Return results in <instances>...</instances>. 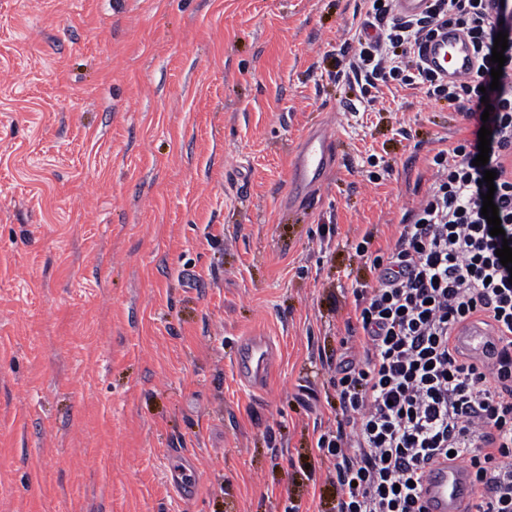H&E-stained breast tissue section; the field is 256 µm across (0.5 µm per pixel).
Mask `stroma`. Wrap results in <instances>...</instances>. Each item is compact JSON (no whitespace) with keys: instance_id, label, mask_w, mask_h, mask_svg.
Returning <instances> with one entry per match:
<instances>
[{"instance_id":"stroma-1","label":"stroma","mask_w":512,"mask_h":512,"mask_svg":"<svg viewBox=\"0 0 512 512\" xmlns=\"http://www.w3.org/2000/svg\"><path fill=\"white\" fill-rule=\"evenodd\" d=\"M367 8L0 0V512H333L355 247L398 236L470 126L419 85L362 107L338 72ZM315 128L338 160L294 200ZM246 336L273 347L259 392ZM270 365L269 342L261 337H244L235 363L239 379L250 387L261 386L267 379ZM170 457L180 464L170 465L166 471L167 483L172 486L181 497L188 498L195 489V482L186 474L189 469H195L192 465V458L182 450H174Z\"/></svg>"}]
</instances>
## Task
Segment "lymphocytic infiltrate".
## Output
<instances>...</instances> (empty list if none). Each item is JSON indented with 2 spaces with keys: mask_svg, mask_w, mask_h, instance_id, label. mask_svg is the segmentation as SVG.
<instances>
[{
  "mask_svg": "<svg viewBox=\"0 0 512 512\" xmlns=\"http://www.w3.org/2000/svg\"><path fill=\"white\" fill-rule=\"evenodd\" d=\"M487 0H430L426 15L399 18L394 0L369 13L375 40L359 43L345 76L370 87L424 85L454 104L475 127H488L489 161L475 165L478 139L432 158L434 180L398 238L372 257L369 278L354 280L351 348L334 367L336 427L320 435L336 494V512H424L419 483L448 457L472 472L476 500L464 512H512V271L496 254L512 243V34L498 89H491L499 29ZM463 32L477 63L467 77L442 79L423 65L420 48L438 26ZM496 174L495 192L482 182ZM492 194L504 230L490 233L481 214ZM480 322L498 342L476 357L453 332Z\"/></svg>",
  "mask_w": 512,
  "mask_h": 512,
  "instance_id": "1",
  "label": "lymphocytic infiltrate"
}]
</instances>
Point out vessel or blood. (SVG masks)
I'll list each match as a JSON object with an SVG mask.
<instances>
[{
  "mask_svg": "<svg viewBox=\"0 0 512 512\" xmlns=\"http://www.w3.org/2000/svg\"><path fill=\"white\" fill-rule=\"evenodd\" d=\"M424 62L436 75L444 78L471 74L475 55L470 41L450 28L440 29L422 48ZM334 140L319 130L305 136L298 145L288 177L289 195H304L312 191L322 174L335 161ZM454 340L466 352L483 356L489 350V338L476 323L456 332ZM271 365V346L261 337L247 336L241 342L235 367L239 379L246 385L258 387L266 381ZM172 466L166 471L167 482L181 497H189L195 489L187 471L192 459L184 451H172ZM476 495L468 472L445 462L434 464L428 471L420 491L426 512H462Z\"/></svg>",
  "mask_w": 512,
  "mask_h": 512,
  "instance_id": "vessel-or-blood-1",
  "label": "vessel or blood"
}]
</instances>
